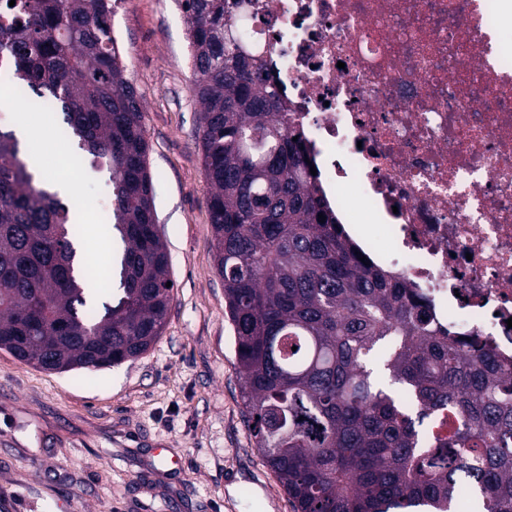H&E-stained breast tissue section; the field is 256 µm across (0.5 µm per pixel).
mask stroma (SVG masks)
Returning a JSON list of instances; mask_svg holds the SVG:
<instances>
[{"mask_svg": "<svg viewBox=\"0 0 512 512\" xmlns=\"http://www.w3.org/2000/svg\"><path fill=\"white\" fill-rule=\"evenodd\" d=\"M112 29L143 105L173 299L158 342L90 383L0 350V512H18L16 493L29 512H293L240 398L180 0H121ZM24 118L55 158L62 113L47 122L18 99L0 110V129ZM71 177L70 201L91 230L84 258L109 266L120 248L104 221L109 175L80 160Z\"/></svg>", "mask_w": 512, "mask_h": 512, "instance_id": "obj_1", "label": "stroma"}]
</instances>
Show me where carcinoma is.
Wrapping results in <instances>:
<instances>
[{"instance_id": "carcinoma-1", "label": "carcinoma", "mask_w": 512, "mask_h": 512, "mask_svg": "<svg viewBox=\"0 0 512 512\" xmlns=\"http://www.w3.org/2000/svg\"><path fill=\"white\" fill-rule=\"evenodd\" d=\"M0 0L14 91L54 103L63 140L106 169L123 249L75 274L84 225L0 130V350L94 373L162 335L174 287L158 230L140 97L112 0ZM246 0H182L201 105L215 266L255 447L293 512H512V373L490 340L450 336L426 299L365 264L310 173L272 70L246 50ZM325 216L319 222L318 214ZM452 415L447 435L430 431Z\"/></svg>"}]
</instances>
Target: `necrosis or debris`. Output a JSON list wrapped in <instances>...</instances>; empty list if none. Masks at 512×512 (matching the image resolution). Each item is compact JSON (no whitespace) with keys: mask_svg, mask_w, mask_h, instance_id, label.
<instances>
[{"mask_svg":"<svg viewBox=\"0 0 512 512\" xmlns=\"http://www.w3.org/2000/svg\"><path fill=\"white\" fill-rule=\"evenodd\" d=\"M279 78L359 248L512 367V0H259Z\"/></svg>","mask_w":512,"mask_h":512,"instance_id":"obj_1","label":"necrosis or debris"}]
</instances>
